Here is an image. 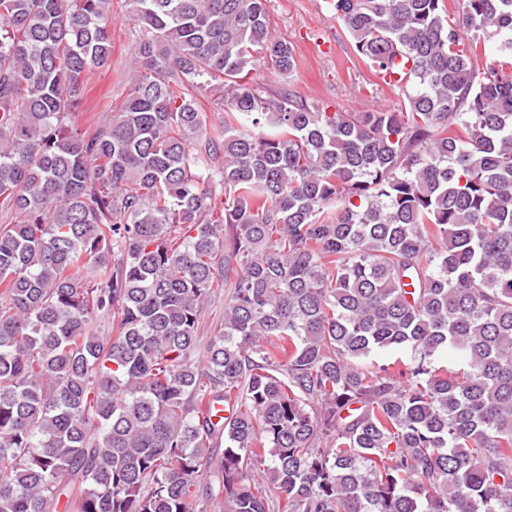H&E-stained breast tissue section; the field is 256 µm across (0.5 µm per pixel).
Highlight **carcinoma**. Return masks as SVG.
I'll return each instance as SVG.
<instances>
[{"label":"carcinoma","mask_w":512,"mask_h":512,"mask_svg":"<svg viewBox=\"0 0 512 512\" xmlns=\"http://www.w3.org/2000/svg\"><path fill=\"white\" fill-rule=\"evenodd\" d=\"M125 3L90 131L112 0H0V512H512V0H327L364 112L254 83L266 0ZM121 0H112V66L91 74L85 86V111L79 112L83 127L94 126L104 112L120 105L130 89L129 72L137 29L121 11ZM224 319V295L216 297L208 306L202 324L200 326V356L203 355L205 347L211 336H214L215 328L219 329L221 321Z\"/></svg>","instance_id":"1"}]
</instances>
